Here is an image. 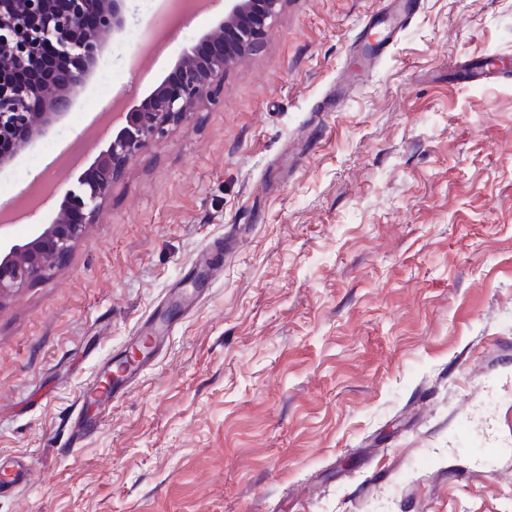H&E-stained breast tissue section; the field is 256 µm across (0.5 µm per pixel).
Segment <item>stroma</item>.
<instances>
[{
    "label": "stroma",
    "mask_w": 512,
    "mask_h": 512,
    "mask_svg": "<svg viewBox=\"0 0 512 512\" xmlns=\"http://www.w3.org/2000/svg\"><path fill=\"white\" fill-rule=\"evenodd\" d=\"M380 0H285L224 97L130 160L53 275L0 297V455L28 456L0 512H512V457L484 473L455 433L512 448V0H418L360 38ZM167 15L163 52L111 42L93 76L140 105L223 13ZM78 98L49 143L94 162ZM47 143L0 182L76 183ZM184 316L97 435L73 447L103 360L189 288ZM481 61H467L463 63L456 62L453 68L456 74L467 83L489 84L498 83L511 79L510 70H500L493 63Z\"/></svg>",
    "instance_id": "35a3bbf8"
}]
</instances>
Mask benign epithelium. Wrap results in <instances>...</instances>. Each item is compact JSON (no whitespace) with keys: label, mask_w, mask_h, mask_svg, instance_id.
<instances>
[{"label":"benign epithelium","mask_w":512,"mask_h":512,"mask_svg":"<svg viewBox=\"0 0 512 512\" xmlns=\"http://www.w3.org/2000/svg\"><path fill=\"white\" fill-rule=\"evenodd\" d=\"M125 0H0V171L45 138L72 110L103 57V36L126 28ZM283 0H224L200 42L209 53L180 56V77L162 84L141 107L115 112L120 126L107 149L67 188L45 224H30L23 241L0 225V296L48 278L69 255L96 210L112 194L126 163L160 143L169 128L202 104L219 103L224 68L264 47Z\"/></svg>","instance_id":"benign-epithelium-1"}]
</instances>
